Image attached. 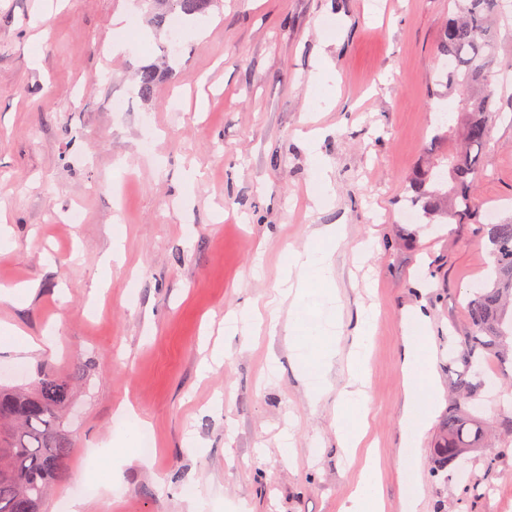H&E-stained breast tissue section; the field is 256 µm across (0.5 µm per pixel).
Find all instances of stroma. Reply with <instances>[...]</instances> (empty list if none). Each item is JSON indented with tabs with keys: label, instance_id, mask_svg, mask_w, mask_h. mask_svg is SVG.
Returning <instances> with one entry per match:
<instances>
[{
	"label": "stroma",
	"instance_id": "1",
	"mask_svg": "<svg viewBox=\"0 0 512 512\" xmlns=\"http://www.w3.org/2000/svg\"><path fill=\"white\" fill-rule=\"evenodd\" d=\"M130 16L129 38L114 22ZM448 0H214L205 36L180 24L169 54L145 0H0V324L53 337L16 351L0 341V383L38 370L77 374L69 475L44 512L78 495L86 512H340L363 456L336 439L349 336L373 307L366 443L378 456L384 512H512V432L431 478L471 288L489 257L475 224L405 218L406 180L431 149L429 78ZM159 71L142 100L135 75ZM496 120L476 195L512 217V69L500 70ZM124 99L125 111L112 109ZM319 129L332 182L313 196L300 135ZM201 176L191 198L183 186ZM79 209L81 220L66 216ZM122 224L123 260L107 263ZM340 224L334 254L332 390L310 396L303 347L271 331L266 302L290 250ZM428 346L438 384L418 443L405 430L407 344ZM133 408L154 439L120 463L98 448ZM489 485L494 502L464 497Z\"/></svg>",
	"mask_w": 512,
	"mask_h": 512
}]
</instances>
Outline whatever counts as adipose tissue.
Returning a JSON list of instances; mask_svg holds the SVG:
<instances>
[{"instance_id": "adipose-tissue-1", "label": "adipose tissue", "mask_w": 512, "mask_h": 512, "mask_svg": "<svg viewBox=\"0 0 512 512\" xmlns=\"http://www.w3.org/2000/svg\"><path fill=\"white\" fill-rule=\"evenodd\" d=\"M316 246L288 253L284 280H295L298 295H306L310 286L333 284V255L344 239L342 225L328 224L317 230ZM373 318L364 316L356 325L349 347V377L339 393L336 404L337 437L343 447L356 450L366 433L368 410L365 387L369 377L368 340L372 334ZM403 369L408 377L405 396L409 405L406 421L411 433L425 425L424 417L431 412L437 386L429 361L422 357L417 346H408ZM376 465L366 461L360 471L355 490L343 504L341 512H383L376 490Z\"/></svg>"}]
</instances>
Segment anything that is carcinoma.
Masks as SVG:
<instances>
[{"label": "carcinoma", "mask_w": 512, "mask_h": 512, "mask_svg": "<svg viewBox=\"0 0 512 512\" xmlns=\"http://www.w3.org/2000/svg\"><path fill=\"white\" fill-rule=\"evenodd\" d=\"M154 20L167 13L186 17L207 13L211 0H153ZM459 11L448 13L441 28L436 54L441 68L433 84L443 87L437 103L431 145L447 137L446 114L460 111L463 119L455 133L454 148L446 167L440 163L419 165L408 178L409 203L426 224L452 220L462 224L480 219L481 204L473 183L482 171V148L487 142L497 95L495 59L499 49L498 27L508 20L512 0H457ZM138 94L150 100L158 82L157 69L141 68L136 75ZM459 96L461 107L454 105ZM492 266L483 287L475 288L466 305L469 331L460 354L464 371L449 384L453 397L448 417L433 449L434 474L455 464L454 457L478 447L484 436L483 422L465 409L480 389L477 378L485 362L509 361L512 350V219L481 224ZM76 382L45 369L29 385L0 384V512H42L53 486L65 477L73 442L67 416L73 404Z\"/></svg>", "instance_id": "1"}]
</instances>
